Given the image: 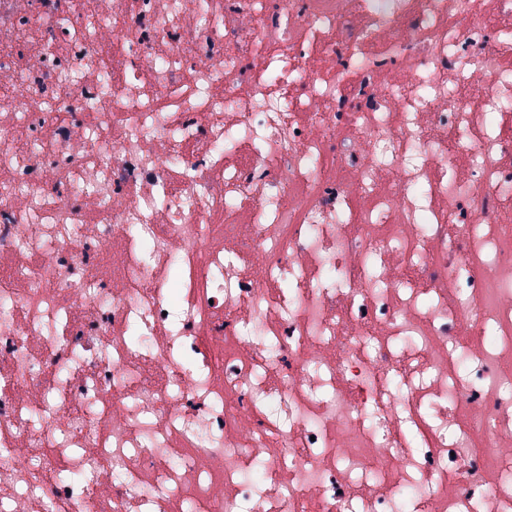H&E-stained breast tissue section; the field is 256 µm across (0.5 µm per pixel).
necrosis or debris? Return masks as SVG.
I'll return each mask as SVG.
<instances>
[{"mask_svg":"<svg viewBox=\"0 0 512 512\" xmlns=\"http://www.w3.org/2000/svg\"><path fill=\"white\" fill-rule=\"evenodd\" d=\"M0 512H512V0H0Z\"/></svg>","mask_w":512,"mask_h":512,"instance_id":"obj_1","label":"necrosis or debris"}]
</instances>
